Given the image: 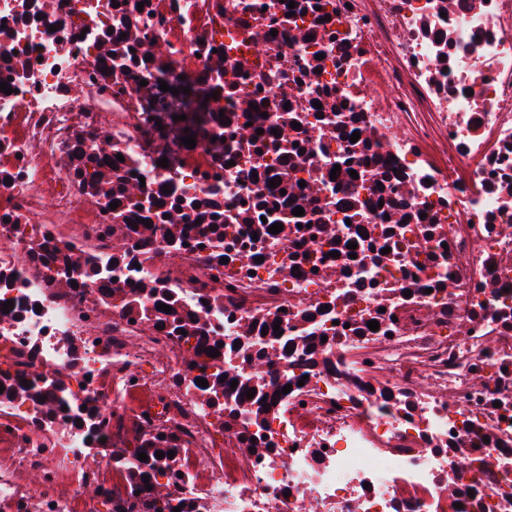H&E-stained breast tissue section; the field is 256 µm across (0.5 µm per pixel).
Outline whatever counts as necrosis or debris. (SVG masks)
<instances>
[{"mask_svg": "<svg viewBox=\"0 0 512 512\" xmlns=\"http://www.w3.org/2000/svg\"><path fill=\"white\" fill-rule=\"evenodd\" d=\"M2 82L0 512H512V0H0Z\"/></svg>", "mask_w": 512, "mask_h": 512, "instance_id": "necrosis-or-debris-1", "label": "necrosis or debris"}]
</instances>
